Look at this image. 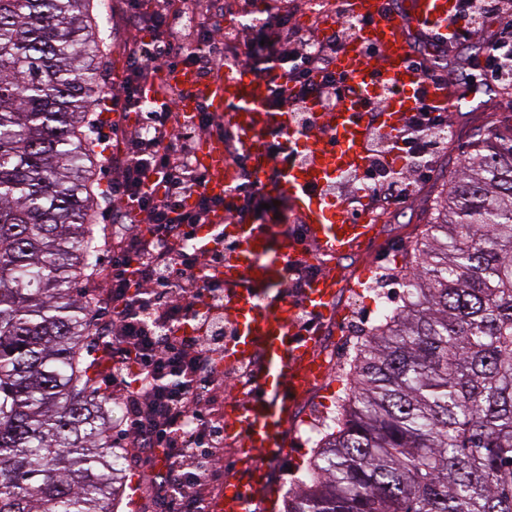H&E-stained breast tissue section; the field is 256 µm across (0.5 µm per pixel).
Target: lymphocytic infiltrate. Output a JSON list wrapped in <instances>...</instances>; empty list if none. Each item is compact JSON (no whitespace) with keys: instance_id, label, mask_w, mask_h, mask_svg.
I'll return each instance as SVG.
<instances>
[{"instance_id":"obj_1","label":"lymphocytic infiltrate","mask_w":512,"mask_h":512,"mask_svg":"<svg viewBox=\"0 0 512 512\" xmlns=\"http://www.w3.org/2000/svg\"><path fill=\"white\" fill-rule=\"evenodd\" d=\"M134 14L155 35L126 51L130 76L112 99L122 111L139 108L148 74L181 64L223 63V56L207 44V20L195 24L200 40L182 45L176 41V14L151 10L147 0H136ZM456 16L466 22L462 37L467 42L482 38L480 27L487 19L499 20L497 32L483 38L487 55L481 76L511 87L512 0H459ZM281 25L276 16L256 20L258 37L248 43L247 54L254 73L279 74L274 103H289L304 123L303 104L309 97L331 105L340 98L344 84L327 63L353 31L337 28L322 38L315 55L306 38L291 43L278 38ZM148 119L149 137L130 134L122 155L106 158L121 171L112 198L120 209L117 228L126 245L112 255V323L99 326L97 334L112 365V384L121 391L127 434L157 449L174 473L175 512H203L199 490L209 476L211 453L224 445L220 425L200 410L224 354V281L219 271L224 239L213 238L207 249L180 250V243L192 240L212 211L211 199L202 192L207 176L174 149L184 139L181 112L167 104L149 112ZM447 125L446 115H432L426 103H418L396 140L373 139V160L358 178L363 190L384 192L396 202L408 198L415 179L427 174V158L444 147ZM190 197L196 204L189 209L185 201ZM264 203L271 205L274 223H287V201H274L248 179L235 186L224 210L233 217L255 218ZM187 325L193 328L188 335L183 332ZM189 415L197 421L190 434L182 429Z\"/></svg>"}]
</instances>
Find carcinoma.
<instances>
[{
  "mask_svg": "<svg viewBox=\"0 0 512 512\" xmlns=\"http://www.w3.org/2000/svg\"><path fill=\"white\" fill-rule=\"evenodd\" d=\"M104 0H0V512H117L84 351ZM284 512H512V127L448 180Z\"/></svg>",
  "mask_w": 512,
  "mask_h": 512,
  "instance_id": "carcinoma-1",
  "label": "carcinoma"
}]
</instances>
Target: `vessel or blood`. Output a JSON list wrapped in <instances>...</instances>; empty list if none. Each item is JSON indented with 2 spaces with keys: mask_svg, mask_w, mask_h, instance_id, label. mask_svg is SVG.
<instances>
[{
  "mask_svg": "<svg viewBox=\"0 0 512 512\" xmlns=\"http://www.w3.org/2000/svg\"><path fill=\"white\" fill-rule=\"evenodd\" d=\"M457 7V0H407L405 13L399 15L389 10L387 0H343L342 12L361 22L336 54L335 72L348 91L331 109L309 99L312 125L306 131L292 123L288 111L271 107L269 77L240 67L203 79L183 65L161 75L166 84L184 90L177 103L180 112L190 114L207 103L226 115L256 179L274 196L288 199L301 228L300 233L283 236L274 250L263 227L250 217L230 219L220 210L210 217L212 227H224L232 240L222 267L229 284L224 317L233 328L224 358L253 367L250 391L227 416L228 427L241 434L244 444V478L225 493L233 512H254L255 505L263 503L267 479L254 454L286 450L295 403L325 372L316 353L318 337L304 328L301 317H334L340 281L330 270L289 295L281 288L287 268L338 259L376 239L377 225L352 218L346 203L323 191L344 175L364 173L373 130L395 137L418 101L437 112L456 109L452 84L426 78L411 64L406 31L446 29ZM374 102L380 109L372 122L368 110ZM275 143L286 157L277 165L271 160ZM197 163L207 174L206 193L229 195L231 164L223 140L203 139Z\"/></svg>",
  "mask_w": 512,
  "mask_h": 512,
  "instance_id": "1",
  "label": "vessel or blood"
}]
</instances>
